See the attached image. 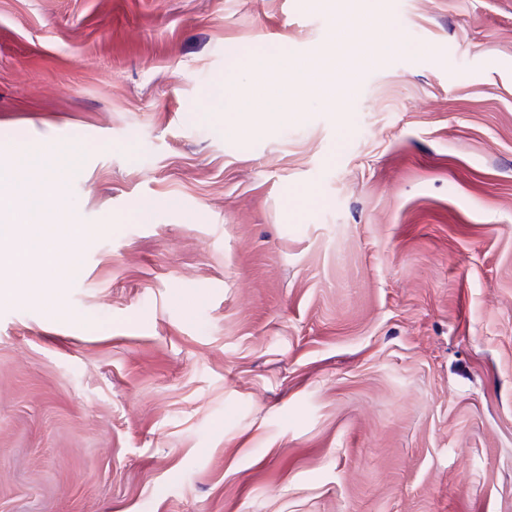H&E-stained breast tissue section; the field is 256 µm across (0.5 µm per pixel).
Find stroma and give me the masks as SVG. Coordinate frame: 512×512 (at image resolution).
<instances>
[{"mask_svg":"<svg viewBox=\"0 0 512 512\" xmlns=\"http://www.w3.org/2000/svg\"><path fill=\"white\" fill-rule=\"evenodd\" d=\"M367 9L402 50L239 140L312 0H0V172L81 227L53 308L0 240V512H512V0ZM275 66L266 58L255 59L250 65V79L245 90L238 96L237 105L241 111L250 108L253 96V87L269 81L275 71ZM266 113L288 115V112H234L224 115V132L238 139L250 138L262 129V119L269 115Z\"/></svg>","mask_w":512,"mask_h":512,"instance_id":"stroma-1","label":"stroma"}]
</instances>
